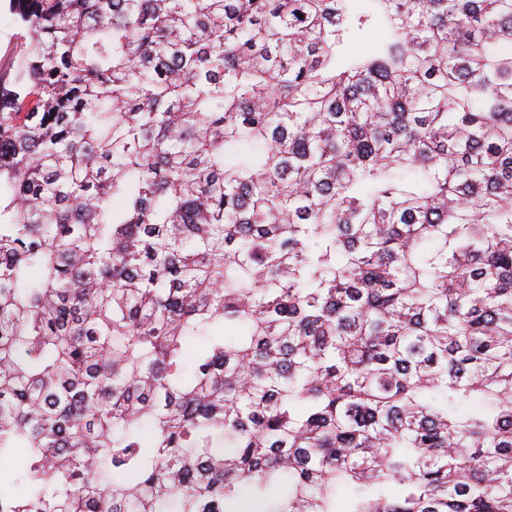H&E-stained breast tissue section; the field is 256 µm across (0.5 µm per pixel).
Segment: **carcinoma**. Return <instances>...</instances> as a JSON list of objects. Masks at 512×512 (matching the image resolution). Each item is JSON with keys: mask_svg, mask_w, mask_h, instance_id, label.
<instances>
[{"mask_svg": "<svg viewBox=\"0 0 512 512\" xmlns=\"http://www.w3.org/2000/svg\"><path fill=\"white\" fill-rule=\"evenodd\" d=\"M11 13L0 512H512V0Z\"/></svg>", "mask_w": 512, "mask_h": 512, "instance_id": "cac0c4a2", "label": "carcinoma"}]
</instances>
